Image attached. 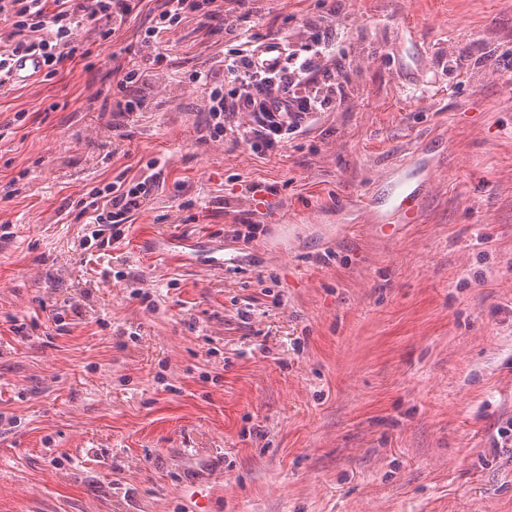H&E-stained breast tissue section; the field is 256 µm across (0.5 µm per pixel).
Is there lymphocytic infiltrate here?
Segmentation results:
<instances>
[{"label":"lymphocytic infiltrate","instance_id":"lymphocytic-infiltrate-1","mask_svg":"<svg viewBox=\"0 0 512 512\" xmlns=\"http://www.w3.org/2000/svg\"><path fill=\"white\" fill-rule=\"evenodd\" d=\"M135 8V0H0V21L10 25L0 38V90L15 81L17 64L29 56L39 59L47 75L56 74L62 62L76 57L80 30L96 25L101 38H110L111 23L123 22ZM189 17L206 28L216 23L237 29L242 22L236 8L225 7L224 0H164L142 38L154 62L164 58V34ZM330 51L327 41L296 48L288 42L249 40L225 54L223 84L212 83L209 74L201 76L210 85L211 139L230 134L260 153H278L309 115L332 105L333 82L318 75L319 63ZM242 115L247 123H239ZM144 194L140 183L125 190H93L92 198H105L107 205L94 223L111 225L113 237H120L127 214L142 206Z\"/></svg>","mask_w":512,"mask_h":512}]
</instances>
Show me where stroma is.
I'll return each instance as SVG.
<instances>
[{"mask_svg":"<svg viewBox=\"0 0 512 512\" xmlns=\"http://www.w3.org/2000/svg\"><path fill=\"white\" fill-rule=\"evenodd\" d=\"M162 2L0 91V512H512V0L186 19L116 147ZM249 36L336 43L342 105L275 156L209 140L193 80ZM140 181L101 248L81 200ZM142 107L143 101L141 99L131 97L127 94L115 102V109L124 118L125 124L123 123L122 125L113 127V144L117 141H124L127 138V135L122 129L126 128L129 123L135 121V117H137L138 114L137 112H139ZM397 174L398 180L382 190L387 209L378 224H409L420 214L423 198L417 189L412 188L414 170L402 167Z\"/></svg>","mask_w":512,"mask_h":512,"instance_id":"stroma-1","label":"stroma"}]
</instances>
